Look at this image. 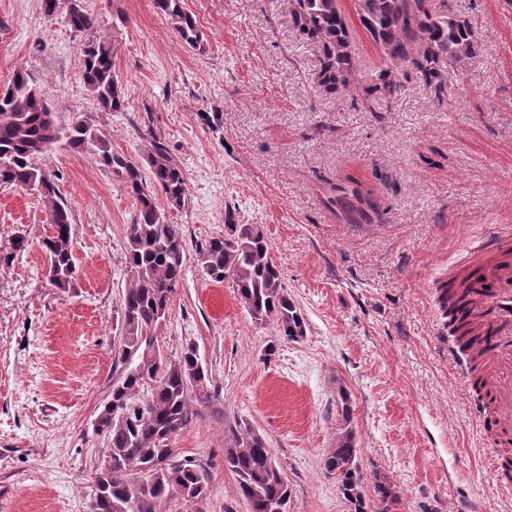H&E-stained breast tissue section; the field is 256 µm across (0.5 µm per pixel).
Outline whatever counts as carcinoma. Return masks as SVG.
I'll use <instances>...</instances> for the list:
<instances>
[{"mask_svg": "<svg viewBox=\"0 0 512 512\" xmlns=\"http://www.w3.org/2000/svg\"><path fill=\"white\" fill-rule=\"evenodd\" d=\"M355 2L360 23L382 54L378 78L363 88L365 99L374 105L401 94L402 77L409 68L439 91L442 65H458L476 56L473 27L455 14L448 0ZM155 5L185 44L203 49L202 34L183 0H155ZM290 6L300 36L320 51L317 84L332 94H350L355 80L353 35L338 0H290ZM67 23L81 33L93 29L97 21L82 8L68 12ZM81 80L101 110H122L124 96L109 40L85 44ZM63 145L93 155L136 202L135 217L125 230L129 282L120 301L122 342L117 351L122 371L96 417L97 432L104 435L111 453L106 472L95 479L91 512H167L175 497L188 502L206 495L201 468L189 460L175 461L171 439L218 399L209 388L196 347L187 345L171 360L161 354L156 336L187 261L181 225L170 218L171 211L188 204L186 180L155 136L144 158L146 178L137 161L112 151L108 134L92 121L59 126L27 73L15 72L0 92V187L22 189L47 206L52 235L42 246L50 258L49 279L64 292L76 281L72 214L55 181L39 165L42 155ZM338 200L344 203L349 222L369 221L378 214L376 195L359 184L331 187L329 204ZM197 261L211 281L232 282L237 299L255 322L274 321L290 340L304 336L305 319L282 284L260 225L238 224L234 213L226 210L224 234L199 246ZM448 323L470 361H475L479 339L454 320ZM361 453L345 425L336 435V447L323 460V470L336 479L353 512H393L400 504L397 487L377 474L372 508H367ZM224 468L236 478L249 512H289L288 481L266 440L250 424L235 420L224 427Z\"/></svg>", "mask_w": 512, "mask_h": 512, "instance_id": "obj_1", "label": "carcinoma"}]
</instances>
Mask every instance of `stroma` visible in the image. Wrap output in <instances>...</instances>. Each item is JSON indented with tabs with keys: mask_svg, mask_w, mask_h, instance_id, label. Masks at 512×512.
<instances>
[{
	"mask_svg": "<svg viewBox=\"0 0 512 512\" xmlns=\"http://www.w3.org/2000/svg\"><path fill=\"white\" fill-rule=\"evenodd\" d=\"M339 3L365 87L380 52L354 0ZM84 6L97 25L77 33L69 0L50 17L42 0H0V89L24 70L59 125L91 119L135 160L161 138L184 172L189 203L171 217L187 262L156 334L170 359L196 346L219 402L172 440L177 460L201 467L207 494L172 500L170 512H248L224 468V426L235 419L272 449L290 512H349L323 471L345 423L365 475L400 487L396 512H462L469 502L512 512L437 301L477 236L512 227V0H452L477 57L446 68L438 91L408 74L377 112L359 94L317 86L319 50L300 37L288 0H184L200 51L154 0ZM99 37L112 42L118 112L99 110L80 78L82 45ZM40 164L72 211L77 286L63 292L48 278L42 201L0 188V256L10 258L0 264V512H90L106 453L92 423L122 370L117 309L135 201L90 154L61 146ZM352 179L377 192L373 223H346L326 204L331 186ZM228 209L263 227L303 338L253 322L230 282L204 276L195 250L223 233Z\"/></svg>",
	"mask_w": 512,
	"mask_h": 512,
	"instance_id": "stroma-1",
	"label": "stroma"
}]
</instances>
